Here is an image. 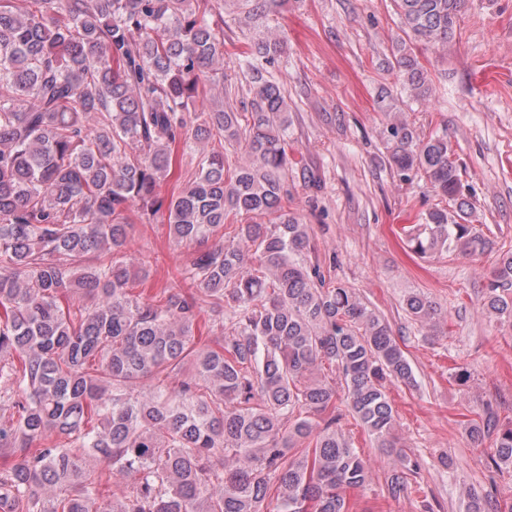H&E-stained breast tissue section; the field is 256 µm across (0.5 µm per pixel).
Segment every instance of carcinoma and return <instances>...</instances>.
Returning a JSON list of instances; mask_svg holds the SVG:
<instances>
[{
    "mask_svg": "<svg viewBox=\"0 0 512 512\" xmlns=\"http://www.w3.org/2000/svg\"><path fill=\"white\" fill-rule=\"evenodd\" d=\"M395 5V67L424 99L411 43L448 46L464 0ZM223 25L215 0H0V457L15 458L0 466V512H261L273 489L279 512H350L370 470L339 433L338 385L394 456L388 494L417 474L388 395L415 381L406 352L308 261L309 227L284 212L288 92L267 69L280 40L239 55L250 111L197 107L203 81L224 80ZM388 134L393 172L454 203L403 227L407 250L483 254L447 130L420 138L397 119ZM206 138L249 162L203 152L180 182V147ZM131 213L197 246L153 295L150 260L128 254ZM483 307L512 319V250ZM403 309L431 336L443 319L421 293ZM487 427L492 464L512 467V423ZM468 498V512H497Z\"/></svg>",
    "mask_w": 512,
    "mask_h": 512,
    "instance_id": "carcinoma-1",
    "label": "carcinoma"
}]
</instances>
